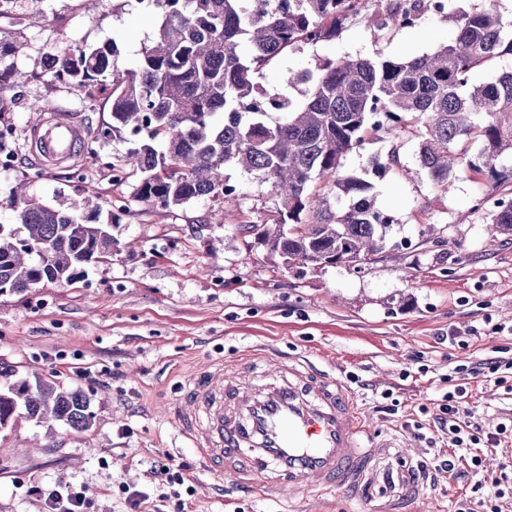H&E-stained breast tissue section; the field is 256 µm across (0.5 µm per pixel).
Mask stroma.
<instances>
[{
  "label": "stroma",
  "instance_id": "1",
  "mask_svg": "<svg viewBox=\"0 0 512 512\" xmlns=\"http://www.w3.org/2000/svg\"><path fill=\"white\" fill-rule=\"evenodd\" d=\"M482 4L451 0L447 14L387 32L346 20L335 37L286 53L258 80L300 104V90L284 87L288 70L340 57L428 52L451 35L453 14ZM156 21L139 0H102L93 11L84 0H14L0 16V36L17 46L0 69L28 74L10 104L17 145L12 166L0 169V224L13 221L2 199L26 177L30 194L56 207L78 187L93 202L124 206L112 226L118 248L109 262L69 286L0 296V359L22 375L80 387L96 414L84 432L60 425L50 433L23 419L0 430V512H46L39 491L56 483L84 487L88 512H130L131 490L146 495L140 512H278L276 504L205 472L168 419L193 366L220 360L234 385L258 386L264 379L248 358L268 350L276 361L336 378L378 435L412 455L422 496L410 512H489L494 504L512 512V434L483 448L477 470L469 457H453L439 410L449 374L466 365L476 370L462 399L472 424L491 432L512 422V390L486 371L491 362L512 360V236L491 237L489 209L478 204L492 183L462 168L450 192H441L420 167L412 128L350 153L349 171L374 156L386 159L389 146L399 153L397 166L373 180L377 207L394 218L386 248L356 267L287 270L272 262L237 227L271 223L275 198L268 185L237 169L229 172L239 194L234 210L205 198L155 213L136 200V177L116 185L106 178V162L125 150L98 137L112 121L107 94L89 99L49 83L42 63L57 50L113 39L118 69L133 68ZM37 99L78 112L88 125L80 182L60 168L32 179L22 140L28 105ZM171 460L183 464L184 484L155 477ZM484 475L500 481L497 502L474 488ZM388 499L372 484L354 500L339 488L325 497L297 493L295 503L298 512H376Z\"/></svg>",
  "mask_w": 512,
  "mask_h": 512
}]
</instances>
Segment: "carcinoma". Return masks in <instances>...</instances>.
<instances>
[{
	"mask_svg": "<svg viewBox=\"0 0 512 512\" xmlns=\"http://www.w3.org/2000/svg\"><path fill=\"white\" fill-rule=\"evenodd\" d=\"M159 10L154 36L136 65L118 70L115 41L61 52L51 80L93 96L112 88V124L103 141L127 144L112 171L137 175L138 199L151 209L172 210L210 197L235 204L238 168L266 183L276 197L271 224H240L267 246L283 267L324 262L358 264L378 250L394 222L374 206L371 169H344L348 153L380 133L417 126L418 158L433 184L448 192L460 167L494 186L512 185V70L470 83L473 70L512 55V21L497 0L453 16L448 41L410 58L381 53L338 58L315 70H290L284 83L305 86L294 107L255 80L290 49L336 35L359 15L379 31L416 27L426 0H151ZM16 73H0V127ZM478 148L471 153L468 144ZM16 224H0V295H22L40 284H74L87 269L112 258L117 240L107 222L86 216L89 198L78 194L65 207L30 195L26 183L9 196ZM493 235L512 234V192L494 200ZM41 247L44 252L31 251ZM37 425H65L76 432L95 420L79 387L48 378L19 376L0 360V429L18 411Z\"/></svg>",
	"mask_w": 512,
	"mask_h": 512,
	"instance_id": "carcinoma-1",
	"label": "carcinoma"
}]
</instances>
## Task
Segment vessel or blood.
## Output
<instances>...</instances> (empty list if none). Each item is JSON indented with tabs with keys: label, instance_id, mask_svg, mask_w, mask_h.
I'll return each instance as SVG.
<instances>
[{
	"label": "vessel or blood",
	"instance_id": "b4317fda",
	"mask_svg": "<svg viewBox=\"0 0 512 512\" xmlns=\"http://www.w3.org/2000/svg\"><path fill=\"white\" fill-rule=\"evenodd\" d=\"M86 128L66 109L42 114L27 129L30 153L44 168L73 165ZM221 363L194 373L170 419L178 438L195 448L205 470L231 477L291 512L285 492H353L375 481L391 454L328 374L279 366L280 380L259 392L225 387Z\"/></svg>",
	"mask_w": 512,
	"mask_h": 512
}]
</instances>
